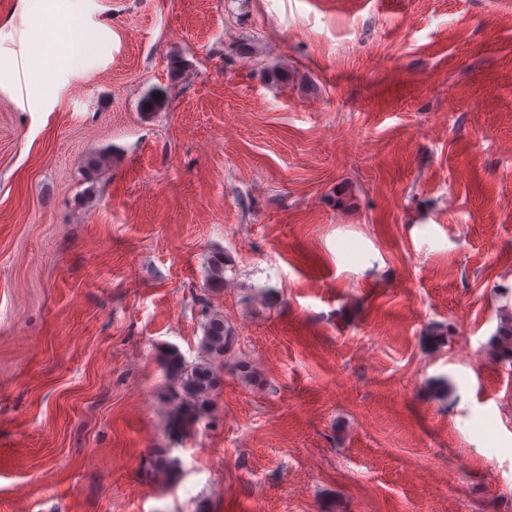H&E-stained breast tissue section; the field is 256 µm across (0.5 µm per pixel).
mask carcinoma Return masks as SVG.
I'll return each mask as SVG.
<instances>
[{
	"label": "carcinoma",
	"mask_w": 512,
	"mask_h": 512,
	"mask_svg": "<svg viewBox=\"0 0 512 512\" xmlns=\"http://www.w3.org/2000/svg\"><path fill=\"white\" fill-rule=\"evenodd\" d=\"M206 283L209 288L199 297L204 317L201 356L190 363L173 345L160 350L166 375L175 383L172 398L178 400L177 420L185 423H196L209 414L222 383L224 357L234 345V337L224 327V314L214 309L207 297V294L224 287V256L213 258ZM491 347L496 351L498 360L512 365V313L500 319V325L491 338Z\"/></svg>",
	"instance_id": "cac0c4a2"
}]
</instances>
